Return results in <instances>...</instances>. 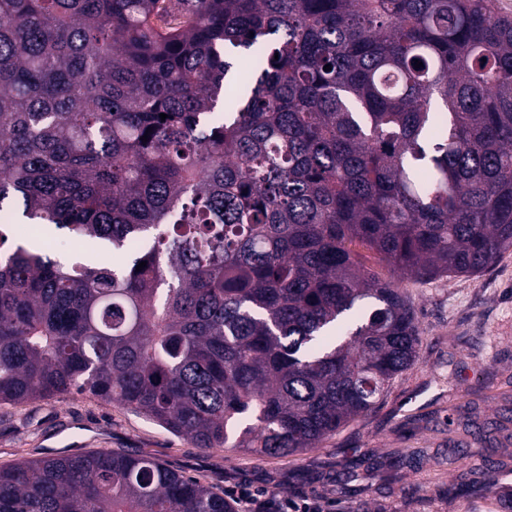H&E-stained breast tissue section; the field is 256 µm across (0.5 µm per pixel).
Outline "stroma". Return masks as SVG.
<instances>
[{"label": "stroma", "instance_id": "35a3bbf8", "mask_svg": "<svg viewBox=\"0 0 512 512\" xmlns=\"http://www.w3.org/2000/svg\"><path fill=\"white\" fill-rule=\"evenodd\" d=\"M417 363L383 403L318 447L283 458L204 449L118 403L74 394L0 406V467L129 450L235 498L242 489L324 502L330 512H512V252L474 276L405 280ZM390 467H367L368 454ZM481 461L475 484L459 476Z\"/></svg>", "mask_w": 512, "mask_h": 512}]
</instances>
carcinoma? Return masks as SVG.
Here are the masks:
<instances>
[{"instance_id":"carcinoma-1","label":"carcinoma","mask_w":512,"mask_h":512,"mask_svg":"<svg viewBox=\"0 0 512 512\" xmlns=\"http://www.w3.org/2000/svg\"><path fill=\"white\" fill-rule=\"evenodd\" d=\"M7 206L1 406L86 394L198 448H315L417 361L398 283L512 250V18L492 0H0ZM20 217L112 245V265L58 262L13 237ZM0 512L237 510L112 450L0 469Z\"/></svg>"}]
</instances>
